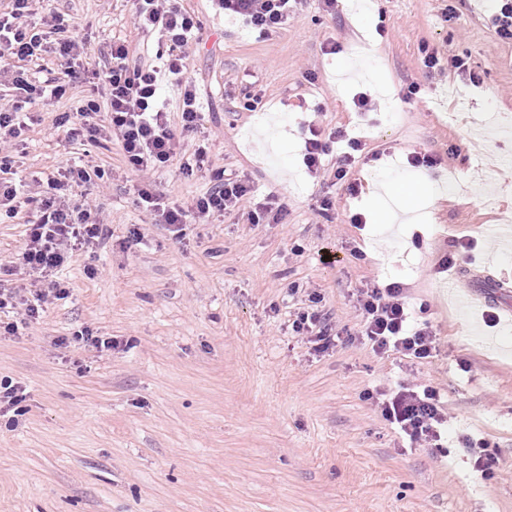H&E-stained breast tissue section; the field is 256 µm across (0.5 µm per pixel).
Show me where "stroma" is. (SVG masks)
<instances>
[{
    "label": "stroma",
    "instance_id": "obj_1",
    "mask_svg": "<svg viewBox=\"0 0 512 512\" xmlns=\"http://www.w3.org/2000/svg\"><path fill=\"white\" fill-rule=\"evenodd\" d=\"M352 2L334 15L321 0H303L290 25L262 39L215 14L209 0H179L200 22L188 72L204 113L182 140L189 148L207 140L208 164L190 176L175 165L159 171L156 187L188 207L210 171H239L259 193L280 195L282 223L235 213L175 237L147 223L134 194L144 175L117 145L69 144L53 126L79 101L105 100L102 84L72 83L40 106V122L23 136L24 193L42 192L30 172L67 159L101 167L106 184L85 193L112 236L61 272L68 298L0 338V380L26 395L22 416H0V512H512V345L487 344L512 336L501 310L512 293L493 286L512 281V235L497 251L488 246L512 213V123L481 133L488 112L512 116V44L484 25L494 0H454L448 22L443 0H376L365 19ZM51 9L73 20L86 67L104 65L116 36L142 55L165 50L134 28L129 0L32 4L37 14ZM331 40L343 48L324 54ZM424 42L443 55L469 51L483 85L426 79ZM310 69L318 83L308 82ZM412 83L419 94L402 101ZM245 88L261 94L259 110H238L234 96ZM360 91L382 105L379 124L357 115ZM318 102L325 126H347L382 154L354 169L358 197L342 182L313 184L302 165L301 125ZM413 150L436 156L435 173L454 175L468 193L431 188L416 221L374 223L372 173L418 181L422 168L407 163ZM324 197L333 207L322 215ZM349 210L367 215L363 229L346 224ZM134 224L141 241L121 247ZM468 237L474 250L453 247ZM450 250L454 269L436 273L439 253ZM372 280L401 283L414 303L428 304L441 328L438 357L414 364L344 344L318 353L289 334L310 291L337 328H354L355 292ZM86 329L117 348L73 342ZM430 381L452 415L441 460L410 447L366 398ZM465 436L488 441L489 473L474 469Z\"/></svg>",
    "mask_w": 512,
    "mask_h": 512
}]
</instances>
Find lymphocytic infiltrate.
<instances>
[{"mask_svg": "<svg viewBox=\"0 0 512 512\" xmlns=\"http://www.w3.org/2000/svg\"><path fill=\"white\" fill-rule=\"evenodd\" d=\"M219 13L235 17L258 36L283 29L298 12L301 0H212ZM29 0H9L0 9V57L17 59L15 69L1 73L15 91L11 104L0 106V213L7 218H23L24 242L7 264H0V313L14 314L5 334L17 335L27 321L40 315L48 297L64 299L69 289L57 277L76 251L96 245L105 234L101 210L76 198L75 188L103 181L101 168L65 164L45 178L41 196H23L14 179V160L5 152L15 144L32 117L29 108L37 101L63 96L69 83L81 75L74 62L80 45L72 26L56 12L40 20L29 18ZM135 27L156 34L169 44L167 53L156 62L144 63L133 57L126 41L113 40L109 58L91 77L107 89L105 102L84 100L73 112L55 119L65 128L70 141L98 142L107 139L118 145L126 162L141 172L158 171L178 165L184 174L204 170L205 147L186 152L173 132L170 114L162 100V86L173 82L181 88L180 119L184 131L198 129L203 119L195 88L186 77L187 57L197 47L199 24L175 0H132ZM427 78L453 76L473 86H481L482 76L469 65L467 56H440L429 45H421ZM55 55L60 77L33 81L27 62ZM302 163L314 182L343 181L350 196L360 192L349 175L357 163L379 160V152H365L361 140L351 137L345 126L324 128L319 123L304 125ZM137 202L153 224H165L180 232L185 224H207L214 217L243 210L251 202L247 219L253 224L279 223L284 213L281 199L268 194L254 201L249 181L236 175L215 172L211 186L192 208L164 202L152 182L136 186ZM355 308L360 321L353 332L340 334L321 311L306 310L292 322V330L324 352L337 343L369 346L379 357L399 355L414 362L435 358L440 353L439 334L431 322L414 321L406 301V290L398 283H367L356 292ZM386 421L408 437L412 446L435 449L444 454L448 436V408L440 389L428 384L419 388L399 387L377 393L373 398Z\"/></svg>", "mask_w": 512, "mask_h": 512, "instance_id": "f902f5d3", "label": "lymphocytic infiltrate"}]
</instances>
